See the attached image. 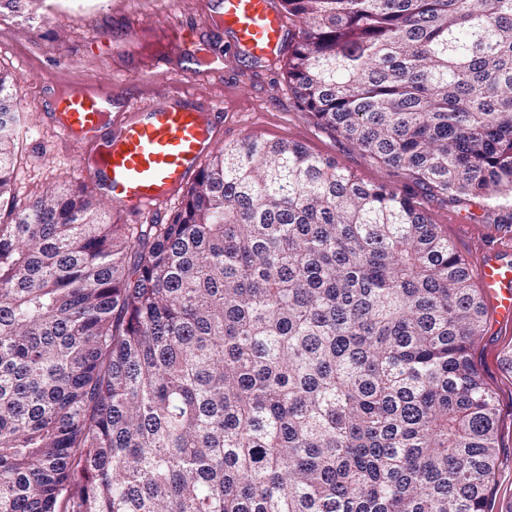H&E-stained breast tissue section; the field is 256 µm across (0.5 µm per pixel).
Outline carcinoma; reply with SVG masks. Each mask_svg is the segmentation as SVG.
Listing matches in <instances>:
<instances>
[{
	"label": "carcinoma",
	"mask_w": 512,
	"mask_h": 512,
	"mask_svg": "<svg viewBox=\"0 0 512 512\" xmlns=\"http://www.w3.org/2000/svg\"><path fill=\"white\" fill-rule=\"evenodd\" d=\"M299 106L432 196L512 199V0H282ZM0 71V512H483L486 304L414 197L287 140L166 222L18 199Z\"/></svg>",
	"instance_id": "obj_1"
}]
</instances>
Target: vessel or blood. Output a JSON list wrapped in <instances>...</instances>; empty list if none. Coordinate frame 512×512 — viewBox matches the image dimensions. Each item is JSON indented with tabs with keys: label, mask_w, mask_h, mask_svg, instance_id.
Returning a JSON list of instances; mask_svg holds the SVG:
<instances>
[{
	"label": "vessel or blood",
	"mask_w": 512,
	"mask_h": 512,
	"mask_svg": "<svg viewBox=\"0 0 512 512\" xmlns=\"http://www.w3.org/2000/svg\"><path fill=\"white\" fill-rule=\"evenodd\" d=\"M217 20L234 47L252 58L272 57L283 46L284 21L271 0H221ZM112 102L111 83L76 81L59 91L51 119L75 146L92 144L81 167L113 205L160 207L198 174L212 149L214 115L186 95L116 125ZM473 276L500 322L512 323V254L488 252Z\"/></svg>",
	"instance_id": "obj_1"
}]
</instances>
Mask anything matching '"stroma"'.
<instances>
[{"instance_id":"stroma-1","label":"stroma","mask_w":512,"mask_h":512,"mask_svg":"<svg viewBox=\"0 0 512 512\" xmlns=\"http://www.w3.org/2000/svg\"><path fill=\"white\" fill-rule=\"evenodd\" d=\"M216 10V0H0V68L18 77L14 94L26 128L15 155L22 197L34 196L51 182L67 186L85 181L77 151L55 142L44 114L56 92L70 82L105 81L116 97L113 120L189 91L223 114L214 130L216 146L250 136L301 143L336 159L364 181L414 195L468 264H476L487 248L512 251V224L504 221L512 211L511 200L447 202L396 169L373 164L346 138L301 111L288 88L283 59L256 60L230 50L226 32L211 20ZM172 23L182 30L184 45L177 57L168 59L152 36ZM134 31L141 41L131 39ZM200 48L212 60L196 66L192 58ZM189 64L194 67L189 82L169 78V71ZM509 351L512 325L486 314L471 357L498 402V451L487 512H512V372L503 364Z\"/></svg>"}]
</instances>
